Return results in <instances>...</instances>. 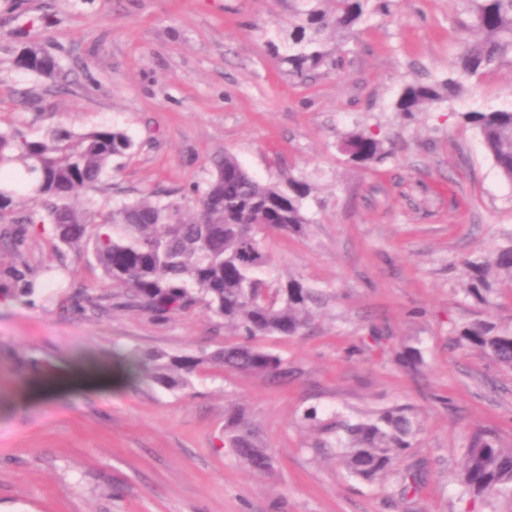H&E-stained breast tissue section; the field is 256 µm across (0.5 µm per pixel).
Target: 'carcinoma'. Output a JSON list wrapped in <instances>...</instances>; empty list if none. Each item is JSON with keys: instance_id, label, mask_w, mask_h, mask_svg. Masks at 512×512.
Here are the masks:
<instances>
[{"instance_id": "obj_1", "label": "carcinoma", "mask_w": 512, "mask_h": 512, "mask_svg": "<svg viewBox=\"0 0 512 512\" xmlns=\"http://www.w3.org/2000/svg\"><path fill=\"white\" fill-rule=\"evenodd\" d=\"M390 0H288L293 24L284 43L281 63L288 74L306 79L323 67L336 65L327 50L329 40L341 45ZM468 18L459 41L455 70L443 80L410 82L393 109L408 120L435 103L460 99L469 78L512 65V0H461ZM19 68L37 75L60 73L56 59L36 47L24 50ZM479 132L481 143L502 177L512 183V106L461 114ZM134 140L118 128L74 132L57 127L34 137L19 125L0 129V176L20 163L31 178L36 207H26L16 191L0 190V247L16 260L0 265V298L32 303L46 284L22 259L31 237H49L53 250H74L102 270L115 297L75 295L72 308L96 315L114 306L136 308L160 320L187 313L197 306L224 321L236 336L212 353L170 355L140 352L129 356L125 372L156 386L176 391L211 364L230 372H250L276 378L282 359L260 341L269 336H296L310 325L312 308L324 300L321 290L295 276L270 286L264 274L271 256V235H300L310 219L304 200L311 186L292 176L283 182H261L232 154L213 161L211 179L192 195L160 199L152 195L123 201L95 214L79 200V192L95 188L112 170V162L130 155ZM350 161L367 166L388 157L383 141L356 129L341 140ZM463 294L491 307L495 276L512 280V235L491 256L465 266ZM461 349L476 348L498 366L512 371V326L485 319L466 322L453 337ZM398 361L408 368L423 364L420 349L402 346ZM422 428L409 405L380 409L351 423L333 420L321 433L335 437L337 458L347 473L376 483L401 476L399 492L417 488V474L401 473ZM224 444L255 472L270 469L272 455L263 447L256 425L236 409L224 419ZM460 494L489 504L512 501V447L504 448L491 430L471 434L457 474Z\"/></svg>"}]
</instances>
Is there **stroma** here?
<instances>
[{
  "label": "stroma",
  "instance_id": "stroma-1",
  "mask_svg": "<svg viewBox=\"0 0 512 512\" xmlns=\"http://www.w3.org/2000/svg\"><path fill=\"white\" fill-rule=\"evenodd\" d=\"M460 0H393L341 48L336 69L305 81L272 53L291 15L285 0H0V128L116 127L137 147L94 192L104 206L147 194L177 199L232 153L258 180L295 176L313 190L304 233L267 241L269 280L298 276L326 294L304 335L269 336L287 376L205 366L166 391L140 381L74 384L118 352H211L228 337L202 309L159 321L124 308L71 309L78 287L113 288L47 236L24 259L54 268L36 304L0 301V512H512L459 497L455 477L471 433L512 445V372L453 330L480 318L512 324V284L495 306L464 298V264L512 233L504 181L460 113L512 102V67L472 78L453 104L407 122L392 105L404 84L447 77ZM29 45L61 76L22 72ZM365 128L390 156L359 166L339 149ZM78 267L62 278L59 263ZM382 347L369 349L374 333ZM421 348L417 370L397 360ZM412 406L422 431L410 460L422 474L399 496L347 474L306 411L350 421ZM257 423L274 462L250 472L223 447L224 411Z\"/></svg>",
  "mask_w": 512,
  "mask_h": 512
}]
</instances>
